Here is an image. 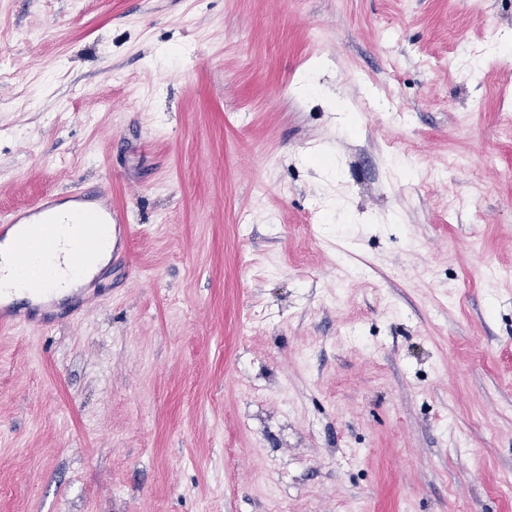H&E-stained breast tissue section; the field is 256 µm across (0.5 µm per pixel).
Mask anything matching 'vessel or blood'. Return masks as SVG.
I'll use <instances>...</instances> for the list:
<instances>
[{"label":"vessel or blood","mask_w":512,"mask_h":512,"mask_svg":"<svg viewBox=\"0 0 512 512\" xmlns=\"http://www.w3.org/2000/svg\"><path fill=\"white\" fill-rule=\"evenodd\" d=\"M70 204V211L61 212L44 200L5 222V229L16 232V281L26 301L16 303L0 288L1 328L18 323L41 327L42 312L57 301L60 287L74 281L84 272L85 262L103 250L107 232L127 236L124 213L104 188L79 189L71 193Z\"/></svg>","instance_id":"1"}]
</instances>
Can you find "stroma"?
I'll use <instances>...</instances> for the list:
<instances>
[{
	"label": "stroma",
	"mask_w": 512,
	"mask_h": 512,
	"mask_svg": "<svg viewBox=\"0 0 512 512\" xmlns=\"http://www.w3.org/2000/svg\"><path fill=\"white\" fill-rule=\"evenodd\" d=\"M512 0H0V214L125 260L0 333V512H512Z\"/></svg>",
	"instance_id": "35a3bbf8"
}]
</instances>
